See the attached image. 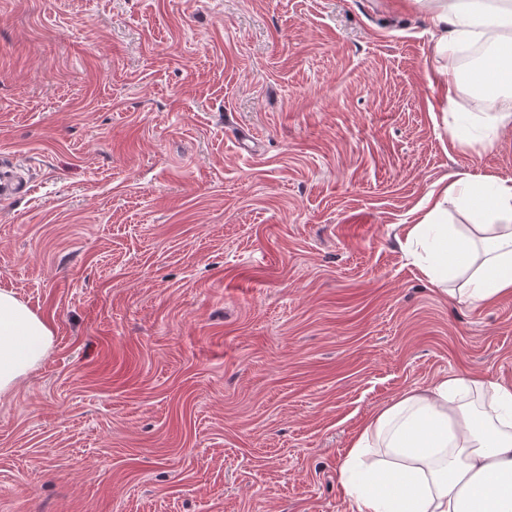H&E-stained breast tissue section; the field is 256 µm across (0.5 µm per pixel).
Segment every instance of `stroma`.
<instances>
[{"instance_id": "obj_1", "label": "stroma", "mask_w": 512, "mask_h": 512, "mask_svg": "<svg viewBox=\"0 0 512 512\" xmlns=\"http://www.w3.org/2000/svg\"><path fill=\"white\" fill-rule=\"evenodd\" d=\"M432 49L405 0H0V289L55 335L0 397V512H350L366 419L512 382V296L404 249L428 191L512 178Z\"/></svg>"}]
</instances>
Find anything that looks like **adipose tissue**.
I'll list each match as a JSON object with an SVG mask.
<instances>
[{
    "mask_svg": "<svg viewBox=\"0 0 512 512\" xmlns=\"http://www.w3.org/2000/svg\"><path fill=\"white\" fill-rule=\"evenodd\" d=\"M436 32L435 81L452 93L460 84L496 78L498 93L466 114L465 147H494L512 126V0H411ZM489 42L485 65L459 73L449 62L462 49ZM462 204L473 222L449 224L448 207ZM405 248L435 286L458 282L460 298L485 305L512 294V179L466 174L429 192L406 230ZM49 325L13 293L0 290V397L48 355ZM484 393L471 412L465 393ZM353 512H512V383L443 377L406 393L368 418L351 442L340 473Z\"/></svg>",
    "mask_w": 512,
    "mask_h": 512,
    "instance_id": "1",
    "label": "adipose tissue"
}]
</instances>
